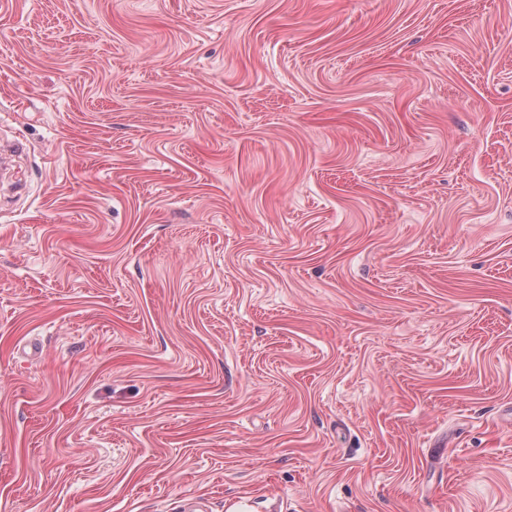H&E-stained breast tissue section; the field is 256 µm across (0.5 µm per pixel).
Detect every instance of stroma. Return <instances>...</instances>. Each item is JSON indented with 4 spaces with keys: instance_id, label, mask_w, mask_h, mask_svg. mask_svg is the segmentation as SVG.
Instances as JSON below:
<instances>
[{
    "instance_id": "stroma-1",
    "label": "stroma",
    "mask_w": 512,
    "mask_h": 512,
    "mask_svg": "<svg viewBox=\"0 0 512 512\" xmlns=\"http://www.w3.org/2000/svg\"><path fill=\"white\" fill-rule=\"evenodd\" d=\"M0 512H512V0H0Z\"/></svg>"
}]
</instances>
